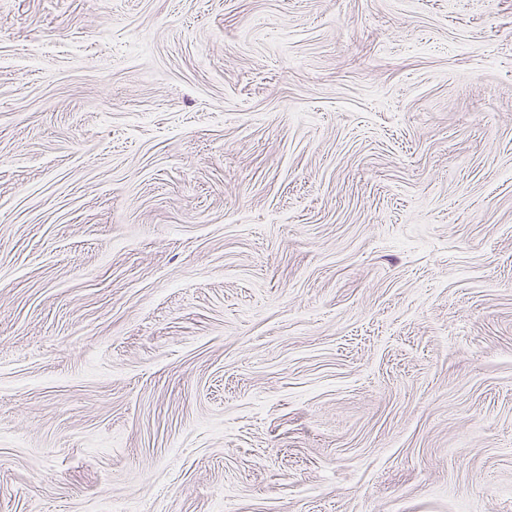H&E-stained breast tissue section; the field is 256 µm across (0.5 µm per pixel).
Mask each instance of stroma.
I'll return each instance as SVG.
<instances>
[{"label":"stroma","instance_id":"stroma-1","mask_svg":"<svg viewBox=\"0 0 512 512\" xmlns=\"http://www.w3.org/2000/svg\"><path fill=\"white\" fill-rule=\"evenodd\" d=\"M512 512V0H0V512Z\"/></svg>","mask_w":512,"mask_h":512}]
</instances>
